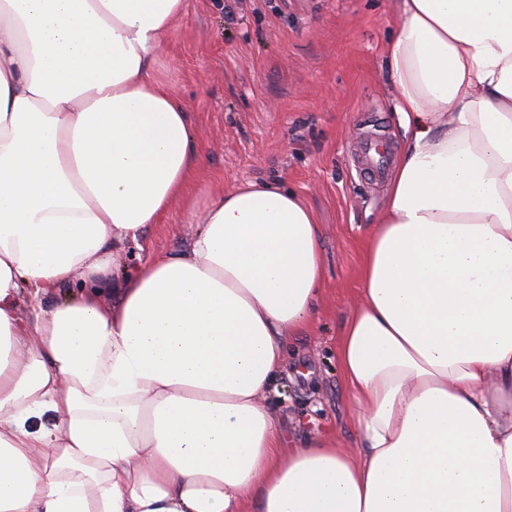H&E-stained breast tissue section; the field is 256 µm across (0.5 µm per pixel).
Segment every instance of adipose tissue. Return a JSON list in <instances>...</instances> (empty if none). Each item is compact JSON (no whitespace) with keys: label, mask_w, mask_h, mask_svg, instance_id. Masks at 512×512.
I'll return each instance as SVG.
<instances>
[{"label":"adipose tissue","mask_w":512,"mask_h":512,"mask_svg":"<svg viewBox=\"0 0 512 512\" xmlns=\"http://www.w3.org/2000/svg\"><path fill=\"white\" fill-rule=\"evenodd\" d=\"M186 9L0 0V512H512V0H399L407 138L337 348L355 454L285 447L266 403L321 295L294 191L124 262L202 163L155 66Z\"/></svg>","instance_id":"ef3b65f1"}]
</instances>
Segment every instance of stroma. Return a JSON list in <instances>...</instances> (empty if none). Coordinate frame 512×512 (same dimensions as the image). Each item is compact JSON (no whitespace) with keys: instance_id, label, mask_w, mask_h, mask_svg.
Returning <instances> with one entry per match:
<instances>
[{"instance_id":"stroma-1","label":"stroma","mask_w":512,"mask_h":512,"mask_svg":"<svg viewBox=\"0 0 512 512\" xmlns=\"http://www.w3.org/2000/svg\"><path fill=\"white\" fill-rule=\"evenodd\" d=\"M187 3L158 49L157 65L172 74L203 163L185 196L146 232L145 251L186 247L194 233L191 210L239 184L276 180L300 195L320 228L322 294L316 321L290 339L267 403L286 447L325 440L357 451L337 347L361 300L368 229L387 192L358 168L357 144L375 122L393 155L406 141L383 56L398 0Z\"/></svg>"}]
</instances>
